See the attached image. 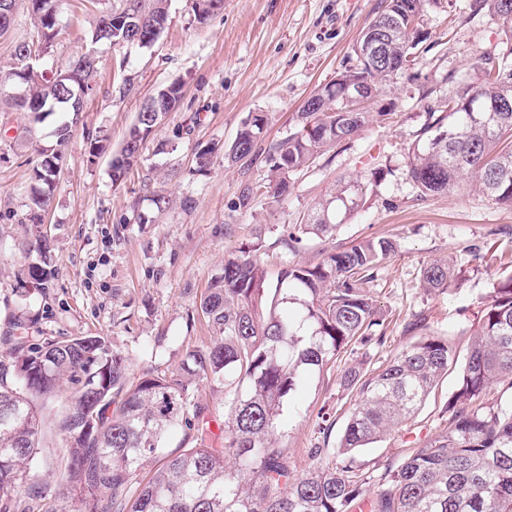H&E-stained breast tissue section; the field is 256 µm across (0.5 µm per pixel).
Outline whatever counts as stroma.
Returning a JSON list of instances; mask_svg holds the SVG:
<instances>
[{
  "label": "stroma",
  "mask_w": 512,
  "mask_h": 512,
  "mask_svg": "<svg viewBox=\"0 0 512 512\" xmlns=\"http://www.w3.org/2000/svg\"><path fill=\"white\" fill-rule=\"evenodd\" d=\"M191 3L169 0L163 32L142 48L90 43L100 9L90 0H61L58 34L38 69L47 75L92 53L97 71L81 112L57 113L36 124L27 113L0 107V361L9 358V336L31 344L102 336L129 358L131 376L174 370L187 351L211 344V329L197 305L225 259L257 236L263 241L257 259L273 277L288 265L319 260L326 251L366 238L396 240L397 253L370 284L378 310L391 320L375 363L393 359L418 337L412 324L419 315L434 331L461 327L452 341L465 351L482 298L512 272V208L475 189L455 197L416 196L406 162L435 103L434 97L422 98V87L446 94L449 74L471 71L481 52L502 50L498 17L472 14L469 0H438L425 18L429 49L415 61L418 81L397 78L378 97L379 103H395L392 119L370 122L347 149L318 157L295 175L288 198L265 194L251 209L234 211L230 203L240 188L263 178V163L230 165L218 156L201 174L195 170L196 151L231 143L252 112L267 115L263 145L293 133L297 112L345 65L381 0H224L222 10L203 24L196 22ZM175 81L183 86L177 109L146 141L125 179L113 184L112 156L137 113L158 88ZM64 120L72 135L42 226L53 244L54 275L36 290L27 272L41 257L25 234L32 173ZM94 142L106 150L93 158ZM380 164L389 172L370 184ZM350 178L369 184L357 212L333 236L305 235L288 247V234L310 207ZM148 181L171 197L169 210L154 211L144 189ZM142 213L151 215V223L139 222ZM441 257L452 259L460 285L430 296L421 286V270ZM358 360L341 354L298 392L299 413L287 419L282 440L297 470L309 466L310 448L338 446L353 404L342 377ZM456 385V372H449L424 408L396 433L359 452L358 463L379 474L399 462L443 424V407ZM325 405L338 411L327 437L317 418ZM69 445L66 434L45 426L31 462L42 512L63 505L69 494L63 479Z\"/></svg>",
  "instance_id": "obj_1"
}]
</instances>
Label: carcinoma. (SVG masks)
Segmentation results:
<instances>
[{
	"label": "carcinoma",
	"mask_w": 512,
	"mask_h": 512,
	"mask_svg": "<svg viewBox=\"0 0 512 512\" xmlns=\"http://www.w3.org/2000/svg\"><path fill=\"white\" fill-rule=\"evenodd\" d=\"M35 32L19 41L9 72L0 77L19 95H1L0 104L28 112L37 121L76 112V100L91 90L92 61L66 66L70 77L56 72L41 79L36 62L47 55L56 37L57 0H25ZM105 4L91 42L150 46L168 20V0H96ZM433 0H383L367 34L399 15L402 28L387 43L395 69L372 70L352 49L340 81L314 91L297 114L295 132L263 152L267 117L255 112L244 120L224 160L237 163L264 158L266 179L247 183L232 208L249 210L257 195L288 196L292 177L316 158L344 147L373 120H388L392 110L370 100L362 112H340L343 94L369 80L375 91L409 72L413 54L423 42V23ZM224 0H193L195 20L203 24ZM471 12L484 10L502 21L512 42V0H471ZM471 78L448 76L454 88L437 101L423 130L424 140L408 149L407 178L419 196L459 192L467 180L477 183L495 204L512 207V47L485 51ZM182 85L158 90L138 113L121 149L111 161L112 182L122 181L140 158L142 144L180 102ZM72 132L57 128V146L42 151L34 169L38 187L30 197V222L53 203L62 152ZM221 147L213 143L196 153L203 173ZM366 184L349 180L315 203L302 234L332 236L363 200ZM31 245L41 263L28 279L42 288L53 274L48 239ZM261 241L241 255L224 260L221 276L201 296L199 309L210 326L213 343L186 354L176 371L129 375V358L109 348L101 336H77L27 346L19 341L10 352L15 385L0 374V508L31 512L12 493L29 486L35 493L33 459L42 417L37 401L56 396L60 380L73 391L58 421L70 438L67 479L78 495L76 512H352L365 502L368 512H512V401H485L497 385L512 389V275L493 285L482 301V316L464 357L452 344L448 328L429 331L407 344L387 363L364 368L365 357L385 344L387 326L365 285L396 251L390 238L369 239L336 249L311 264L281 269L271 280L253 256ZM458 282L448 259L422 269L426 292H446ZM359 350L364 359L348 367L343 387L355 397L337 452L310 449L312 463L296 473L280 444L285 413L296 411L294 392L325 371L336 356ZM459 367L456 390L448 399L445 425L396 464L374 475L357 463L356 454L398 431L426 403L448 370ZM224 388V447L210 443L206 424L197 427L201 409L197 383ZM185 428L194 445L167 452L171 432ZM157 459L147 479L141 472ZM111 496L103 497V492Z\"/></svg>",
	"instance_id": "cac0c4a2"
}]
</instances>
